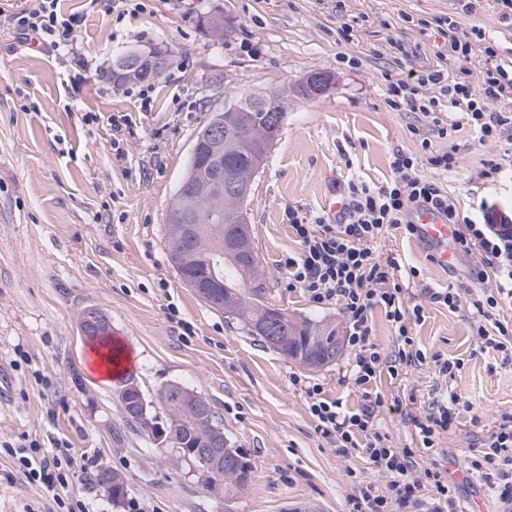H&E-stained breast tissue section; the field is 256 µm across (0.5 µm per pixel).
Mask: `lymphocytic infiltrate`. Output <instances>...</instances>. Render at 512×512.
<instances>
[{"mask_svg": "<svg viewBox=\"0 0 512 512\" xmlns=\"http://www.w3.org/2000/svg\"><path fill=\"white\" fill-rule=\"evenodd\" d=\"M26 7L9 21L18 35L37 34L44 49L60 61L85 67L76 47L79 19L64 14L60 0H26ZM461 23L448 17L441 33L445 57L459 62L481 41L487 66L480 80H472L468 69L448 77L441 69L417 76L389 79L385 102L394 110H408L430 118L433 138L445 139L457 131L458 121L447 120L448 109L465 107L466 120L480 143L495 145L512 128V113L497 111L502 98L512 96V63L503 61L495 44L482 31L460 32ZM422 139V152L414 156L397 153L394 176L381 186L352 181L347 185L343 211L336 220L318 216L307 219L289 209L288 223L297 238L298 252L279 262L289 289L302 291L314 305H339L345 319V338L353 352L344 382L362 390L365 403L354 413L343 412L337 401L326 397L322 384L300 381L316 433L343 453L365 455L388 480L386 491H378L356 471H348L351 486L349 512H395L424 497L447 505L456 489L436 467L418 469L414 453L396 447L377 419L386 407L385 398L370 386L381 374L399 376L409 368L423 366L426 356L411 335L413 325L424 317V305L411 302L409 287L419 277L416 267L402 268L397 258H378L375 247L389 230L415 236L414 211L432 208L443 214L453 228L451 247L455 254L473 258L471 285L467 288L430 289L428 302L454 311L467 308L480 349L512 347V321L502 320L503 304L512 302V225L493 227L486 216L462 214L456 200L431 177L457 166L454 150H436L432 140ZM427 302V303H428ZM381 310L402 342L392 356H385L373 337V312ZM460 399L433 403L424 415L411 422L422 447L437 445L441 434L457 422ZM17 466L30 483L36 484L64 512H89L86 503L68 497L75 474L91 477L92 461H78L65 448L31 445L17 458ZM473 469L496 481L501 512H512V414L502 415L496 432L482 438L481 449L472 460Z\"/></svg>", "mask_w": 512, "mask_h": 512, "instance_id": "lymphocytic-infiltrate-1", "label": "lymphocytic infiltrate"}]
</instances>
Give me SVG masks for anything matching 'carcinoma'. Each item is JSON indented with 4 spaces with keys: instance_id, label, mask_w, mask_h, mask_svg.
I'll list each match as a JSON object with an SVG mask.
<instances>
[{
    "instance_id": "cac0c4a2",
    "label": "carcinoma",
    "mask_w": 512,
    "mask_h": 512,
    "mask_svg": "<svg viewBox=\"0 0 512 512\" xmlns=\"http://www.w3.org/2000/svg\"><path fill=\"white\" fill-rule=\"evenodd\" d=\"M206 30L215 38L224 37V16L210 14L203 20ZM147 53L140 67L123 73V82H140L154 79L157 74L149 73L151 59L163 55L155 46H143ZM265 105L252 112L243 113L239 106L216 111L199 130L196 140L202 142L205 155L212 152L224 154V178L241 186L253 188L255 178L264 167L270 148L266 142L272 127H284L288 122V111L297 100L314 99L309 85L298 84L293 95L285 92H272L262 95ZM222 126V139L210 137L211 126ZM203 179L195 174L184 176L167 212L175 213L189 203H198L203 214L202 224L206 226L203 237L197 242L193 253L181 252L177 239L173 237V226L167 224V258L178 274H194L203 271V257L221 248L223 242V224L216 221L221 215L233 217L236 223L250 229L248 224V200L236 193L224 194L201 192ZM182 257H177L178 253ZM263 274L257 251L235 262L224 265V296L219 303L211 307L221 310L225 315L237 319L247 327L253 336H258L270 348L284 357L310 369H318L336 357V325L322 320L298 321L288 313H283L284 321L277 327V338L269 339L265 331L268 316L276 307L265 302L261 296ZM203 398L180 385H171L159 394V402L167 412V420L162 424L165 430L175 429L182 440L198 443L209 438L215 429L214 415L205 419L198 416L197 404ZM251 466L236 455V463L227 468L218 469L224 481L237 483V489H244L250 479Z\"/></svg>"
}]
</instances>
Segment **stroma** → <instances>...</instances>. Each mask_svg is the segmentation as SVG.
<instances>
[{
	"label": "stroma",
	"mask_w": 512,
	"mask_h": 512,
	"mask_svg": "<svg viewBox=\"0 0 512 512\" xmlns=\"http://www.w3.org/2000/svg\"><path fill=\"white\" fill-rule=\"evenodd\" d=\"M62 0L82 16L77 48L112 65L142 45L166 50L151 80L150 107L137 93L91 74L76 78L38 43L18 38L7 19L24 0H0V445L55 439L73 456L95 457L96 473H114L125 497L113 500L99 482L73 479L68 492L90 512H125L127 498L145 512H347L348 469L378 490L387 480L360 455L345 457L315 432L293 377L323 384L328 398L357 411L360 391L343 383L348 347L318 370L268 348L242 323L201 301L167 260V208L186 170L197 131L215 111L245 93L295 86L317 72L335 84L293 105L288 122L257 176L249 220L262 262L266 302L288 315L344 326L338 306L317 307L286 288L279 266L298 242L286 211L322 214L330 194L350 180L381 185L393 175L397 152L420 154L430 136L422 115L385 103L387 76L436 65L443 38L434 19L460 17L463 30L491 37L512 58V25L496 0ZM224 16V36L202 26L206 13ZM352 38L344 40L341 31ZM131 115L120 150L112 148L109 116ZM455 172L434 179L456 196L464 214L501 207L512 212V182L479 179L499 146L483 145L462 124L450 140ZM432 245L392 230L376 253L417 267L414 301L425 306L412 334L426 364L373 383L403 412L383 411L379 425L397 447L411 448L420 467L447 472L456 495L448 512H498L489 481L470 466L479 437L512 413V350H480L466 310L428 304L431 288H465L472 262L452 255L432 263ZM106 315L112 337L129 358L151 410L166 413L160 392L179 384L210 405L231 445L252 468L233 500L210 490L173 448L156 444L123 419L115 378L91 367L80 333L87 310ZM455 362L439 376L433 356ZM456 394L464 402L455 429L434 450L420 448L409 415ZM39 486L0 454V512H49Z\"/></svg>",
	"instance_id": "1"
}]
</instances>
